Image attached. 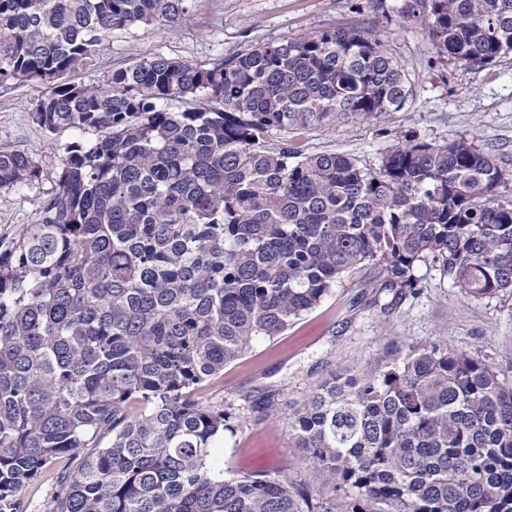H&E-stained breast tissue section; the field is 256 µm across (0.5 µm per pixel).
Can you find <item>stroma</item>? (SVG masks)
Listing matches in <instances>:
<instances>
[{"instance_id": "35a3bbf8", "label": "stroma", "mask_w": 512, "mask_h": 512, "mask_svg": "<svg viewBox=\"0 0 512 512\" xmlns=\"http://www.w3.org/2000/svg\"><path fill=\"white\" fill-rule=\"evenodd\" d=\"M373 21L368 0H193L191 12L177 24L138 23L113 31L96 61L71 79L98 85L114 70L156 56L207 68L273 40ZM380 33L406 74L405 105L375 121L351 119L291 134L290 145L308 153H344L375 169L400 133L413 131L438 144L472 134L512 163V55L489 68L436 67L424 28L384 23ZM37 95L30 84L0 86V151L33 153L50 173L59 167L69 137L48 134L33 120ZM52 186L47 179L23 192L0 191L1 239L37 222ZM417 274L421 291L397 303L378 293L377 269L345 276L288 331L255 342L201 391V401L225 403L241 415L235 434L225 436L217 450L225 476L298 477L314 496L333 499L331 483L307 466L287 421L258 413L253 403L273 390L281 404L297 407L330 373L373 368L388 351L417 340L446 337L449 349L487 355L501 378L512 381V297L463 296L430 264L420 265Z\"/></svg>"}]
</instances>
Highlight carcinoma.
Masks as SVG:
<instances>
[{"label":"carcinoma","instance_id":"obj_1","mask_svg":"<svg viewBox=\"0 0 512 512\" xmlns=\"http://www.w3.org/2000/svg\"><path fill=\"white\" fill-rule=\"evenodd\" d=\"M191 2L0 0V85H43L34 120L74 135L38 222L0 241V512H23L56 463L45 512H333L300 479L224 478L213 450L238 414L197 392L364 266L394 302L429 262L466 297L512 295V166L477 137L407 133L375 170L270 144L405 104L370 27L68 80L112 30L173 23ZM370 3L424 26L436 64L512 54V0ZM175 98L187 107L169 111ZM45 176L0 153V189ZM288 420L346 512H512V384L444 339L333 376Z\"/></svg>","mask_w":512,"mask_h":512}]
</instances>
